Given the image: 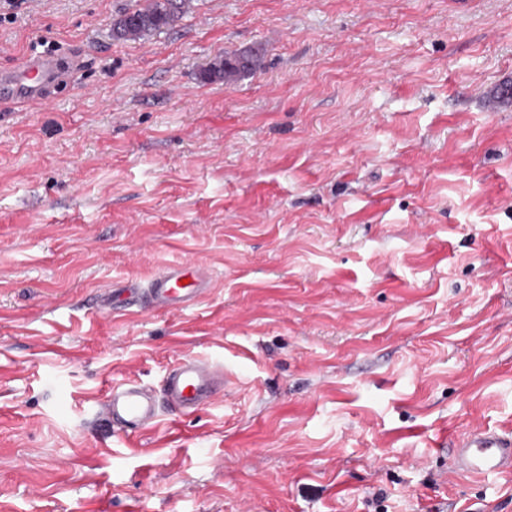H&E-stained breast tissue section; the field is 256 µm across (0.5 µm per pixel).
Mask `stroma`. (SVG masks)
Instances as JSON below:
<instances>
[{
	"mask_svg": "<svg viewBox=\"0 0 512 512\" xmlns=\"http://www.w3.org/2000/svg\"><path fill=\"white\" fill-rule=\"evenodd\" d=\"M133 2L0 20V69L82 59L0 110V512H512V475L443 477L512 430V0H193L113 40ZM186 260L198 306L97 312ZM185 356L231 382L175 424L87 402ZM192 0H138L112 20L114 40L136 41L173 29L189 12ZM262 68V55L255 51L225 53L217 57L203 72L209 82L233 85L242 78L253 75Z\"/></svg>",
	"mask_w": 512,
	"mask_h": 512,
	"instance_id": "obj_1",
	"label": "stroma"
}]
</instances>
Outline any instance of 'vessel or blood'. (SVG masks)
Segmentation results:
<instances>
[{"label":"vessel or blood","instance_id":"obj_1","mask_svg":"<svg viewBox=\"0 0 512 512\" xmlns=\"http://www.w3.org/2000/svg\"><path fill=\"white\" fill-rule=\"evenodd\" d=\"M68 61L35 55L0 71V99L44 104L62 82ZM209 288L208 274L191 261L168 265L144 285L131 283L103 295L97 307L106 313L149 314L195 307ZM229 384L222 363L186 356L170 367L160 387L135 380L112 384L97 403L100 416L128 436L156 429L164 417L192 415L210 405ZM448 478L512 474V432L485 426L454 437L448 446Z\"/></svg>","mask_w":512,"mask_h":512}]
</instances>
